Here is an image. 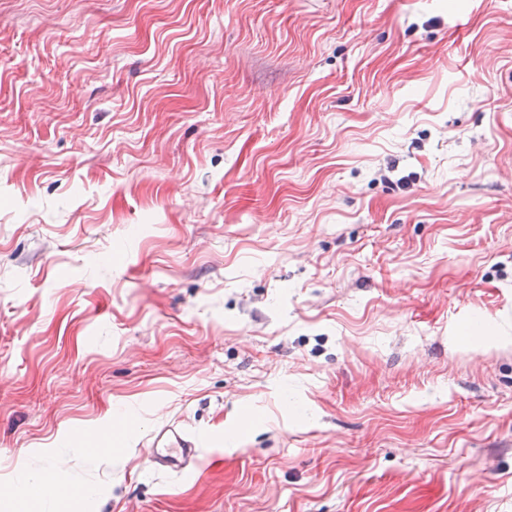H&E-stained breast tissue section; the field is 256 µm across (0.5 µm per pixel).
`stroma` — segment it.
<instances>
[{
	"label": "stroma",
	"mask_w": 512,
	"mask_h": 512,
	"mask_svg": "<svg viewBox=\"0 0 512 512\" xmlns=\"http://www.w3.org/2000/svg\"><path fill=\"white\" fill-rule=\"evenodd\" d=\"M53 461L19 512H512V0H0V498ZM160 434L153 448H148L147 458L153 469L186 474L197 464L196 448L171 430V434ZM57 474H58V467L55 463L47 466V468L44 470V472L42 474V481L43 482H51L57 478L56 481L52 484L44 486V488L40 494H39L40 486L39 485L32 486L29 489V494L31 496L39 495L38 497H36L37 501H43L46 499H55L61 493H67L69 495L70 494V491H69L70 486L65 487V483L61 479V475L59 477H57Z\"/></svg>",
	"instance_id": "1"
}]
</instances>
